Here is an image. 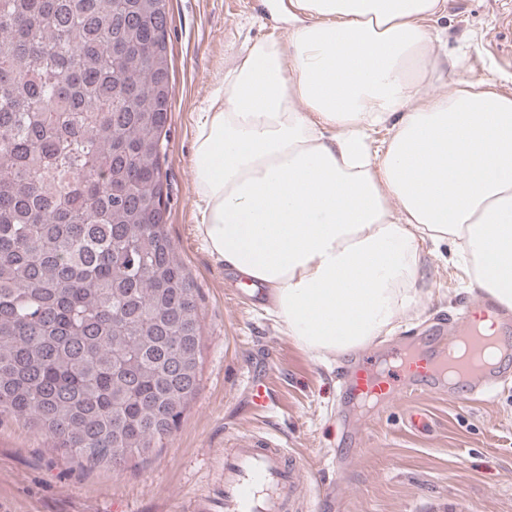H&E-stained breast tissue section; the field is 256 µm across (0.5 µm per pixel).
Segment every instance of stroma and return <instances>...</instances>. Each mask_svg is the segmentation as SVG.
I'll return each instance as SVG.
<instances>
[{
  "instance_id": "35a3bbf8",
  "label": "stroma",
  "mask_w": 512,
  "mask_h": 512,
  "mask_svg": "<svg viewBox=\"0 0 512 512\" xmlns=\"http://www.w3.org/2000/svg\"><path fill=\"white\" fill-rule=\"evenodd\" d=\"M289 0H170L167 32L172 112L163 163L170 187L166 231L198 290L201 381L178 427L147 461L86 471L24 421L0 416V512H187L214 496L227 439L274 437L312 480L313 512H512V382L472 402L428 397L425 434L405 426V405L365 416L361 437L342 434L352 400H340L331 358L312 356L277 327L268 306L239 293L197 233L193 133L198 112L232 55L259 38L287 42ZM500 0H445L427 26L449 86L483 80L512 96V23ZM413 309L381 341L398 356L407 336L430 333L479 293L450 245L425 243ZM271 378L287 411L276 427L253 415L246 378Z\"/></svg>"
}]
</instances>
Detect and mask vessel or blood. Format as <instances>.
I'll use <instances>...</instances> for the list:
<instances>
[{"label":"vessel or blood","mask_w":512,"mask_h":512,"mask_svg":"<svg viewBox=\"0 0 512 512\" xmlns=\"http://www.w3.org/2000/svg\"><path fill=\"white\" fill-rule=\"evenodd\" d=\"M436 336L445 340L435 356H416L398 371L388 385L369 377L365 369L343 365L339 377L344 389L363 392L387 391L408 405L407 425L425 433L429 418L415 400L424 396L454 393L465 399L477 390L497 388L501 372L512 365V310L480 295L463 321L440 319ZM253 408L278 410L279 403L263 376L248 383ZM288 450L271 438L237 435L224 450L219 498H199L192 512H288L299 501L304 480L287 463Z\"/></svg>","instance_id":"vessel-or-blood-1"}]
</instances>
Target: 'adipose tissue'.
Segmentation results:
<instances>
[{
	"label": "adipose tissue",
	"instance_id": "1",
	"mask_svg": "<svg viewBox=\"0 0 512 512\" xmlns=\"http://www.w3.org/2000/svg\"><path fill=\"white\" fill-rule=\"evenodd\" d=\"M443 5L291 0L288 42L234 55L198 115V235L314 355L393 332L427 241L512 308V97L479 81L422 98L445 79L426 28Z\"/></svg>",
	"mask_w": 512,
	"mask_h": 512
}]
</instances>
